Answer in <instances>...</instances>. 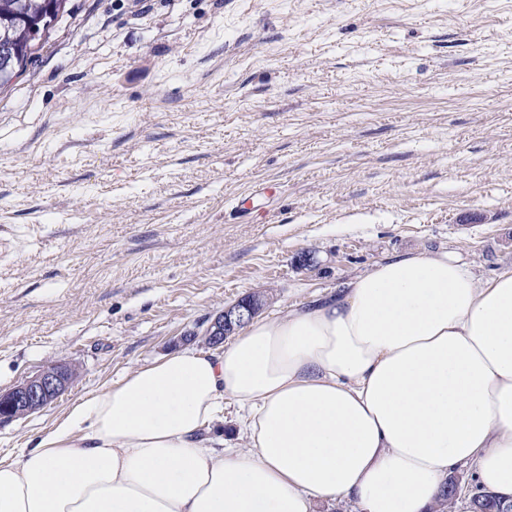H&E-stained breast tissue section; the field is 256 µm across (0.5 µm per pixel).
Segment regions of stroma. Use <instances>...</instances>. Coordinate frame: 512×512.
<instances>
[{
  "label": "stroma",
  "instance_id": "obj_1",
  "mask_svg": "<svg viewBox=\"0 0 512 512\" xmlns=\"http://www.w3.org/2000/svg\"><path fill=\"white\" fill-rule=\"evenodd\" d=\"M512 265V0H69L0 89V459L224 306ZM76 376L75 365L60 362L44 367L0 393V426L44 409L70 387Z\"/></svg>",
  "mask_w": 512,
  "mask_h": 512
}]
</instances>
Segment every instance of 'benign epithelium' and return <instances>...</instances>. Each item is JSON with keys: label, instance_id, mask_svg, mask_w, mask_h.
Instances as JSON below:
<instances>
[{"label": "benign epithelium", "instance_id": "benign-epithelium-1", "mask_svg": "<svg viewBox=\"0 0 512 512\" xmlns=\"http://www.w3.org/2000/svg\"><path fill=\"white\" fill-rule=\"evenodd\" d=\"M253 304L238 301L224 308L205 330L206 344L219 347L224 337L252 318ZM77 376L74 365L60 362L49 365L25 378L5 393H0V426L24 418L53 403L72 384ZM489 504L493 512H512V499L490 491L474 494L469 501V512H482Z\"/></svg>", "mask_w": 512, "mask_h": 512}]
</instances>
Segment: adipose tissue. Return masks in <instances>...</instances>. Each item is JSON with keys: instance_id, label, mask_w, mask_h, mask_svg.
<instances>
[{"instance_id": "obj_1", "label": "adipose tissue", "mask_w": 512, "mask_h": 512, "mask_svg": "<svg viewBox=\"0 0 512 512\" xmlns=\"http://www.w3.org/2000/svg\"><path fill=\"white\" fill-rule=\"evenodd\" d=\"M463 466L512 496V267L413 250L90 395L0 462V512H428Z\"/></svg>"}]
</instances>
